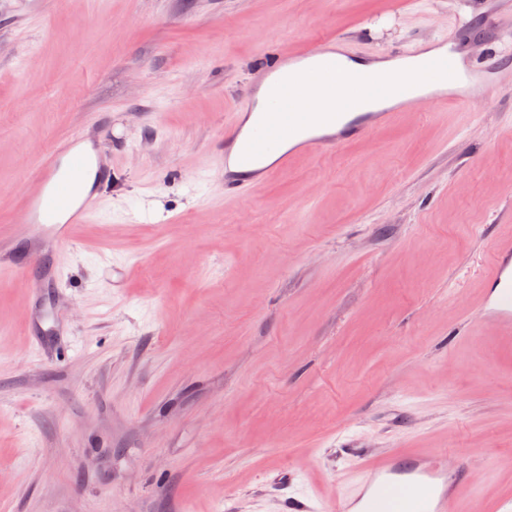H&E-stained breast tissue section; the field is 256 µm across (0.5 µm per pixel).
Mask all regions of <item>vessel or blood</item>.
I'll list each match as a JSON object with an SVG mask.
<instances>
[{
	"mask_svg": "<svg viewBox=\"0 0 512 512\" xmlns=\"http://www.w3.org/2000/svg\"><path fill=\"white\" fill-rule=\"evenodd\" d=\"M299 60L297 69L287 68L285 58L279 57L260 70L243 93L242 110L231 113L224 129L220 184L225 196H238L255 178L287 168L297 154L332 152L364 138L375 126L392 122L398 107H413L420 98L435 105L468 102L462 86L491 82L496 73L494 66L477 60L460 64L451 51L430 54L418 49L404 54L401 67L364 71L352 83L339 84L334 72L340 62L327 56L325 46L306 50ZM262 81L267 84L266 110L249 129L246 119L257 104L256 85ZM307 96L324 101V109L299 111ZM90 164L88 157L74 153L62 172L55 156L45 157L26 197L25 223L55 225L61 242L68 239L69 225L87 223L99 197L90 193L76 198L74 188ZM485 278L484 321L512 335V240L496 246ZM464 480V468L448 475L411 456L364 459L351 493L338 502L336 512H404L419 490L426 495L420 512H450L453 490Z\"/></svg>",
	"mask_w": 512,
	"mask_h": 512,
	"instance_id": "vessel-or-blood-1",
	"label": "vessel or blood"
}]
</instances>
